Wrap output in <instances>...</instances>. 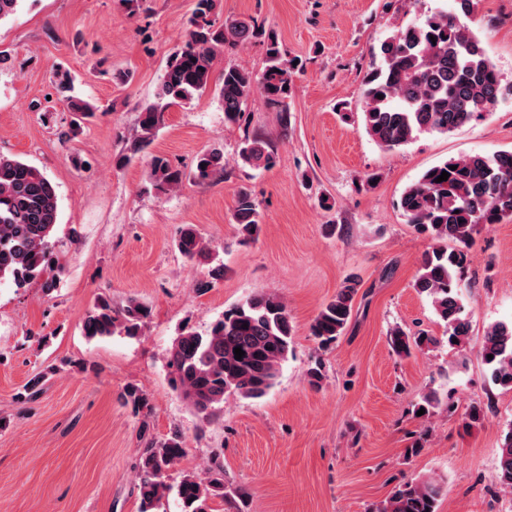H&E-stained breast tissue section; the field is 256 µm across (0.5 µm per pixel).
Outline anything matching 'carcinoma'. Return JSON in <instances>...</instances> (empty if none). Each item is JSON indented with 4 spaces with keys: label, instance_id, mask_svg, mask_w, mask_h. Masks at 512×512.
Returning <instances> with one entry per match:
<instances>
[{
    "label": "carcinoma",
    "instance_id": "1",
    "mask_svg": "<svg viewBox=\"0 0 512 512\" xmlns=\"http://www.w3.org/2000/svg\"><path fill=\"white\" fill-rule=\"evenodd\" d=\"M218 2L195 0L185 41L168 58L155 100L141 107L138 130L127 140L118 163L131 161L153 142L167 109L187 104L207 91L215 60L226 46L260 37L266 44V66L259 75L238 66L224 67L220 96L225 122L239 123L243 105L255 92L274 103L282 104L288 98L295 66L277 36L252 19L218 22ZM473 24V0H452L450 8L398 29L381 43L380 59L365 78L361 112L364 129L373 140L397 149L422 133H448L485 118L501 100L512 96V84L502 83ZM53 85L57 97L67 102L76 126L96 112L93 105L72 95L69 71L56 70ZM238 158L255 169H267L274 163L265 144L257 139H245ZM223 171L224 155L217 149L199 154L188 170L155 156L149 180L155 190L165 194L189 179L211 180ZM444 171L450 173L448 180L436 182ZM400 207L408 222L433 241L414 288L430 299L445 324L448 345L462 348L469 343L470 324L460 301L461 270L478 225L497 224L512 215V151L470 154L433 166L405 189ZM57 218L56 190L46 175L22 159L0 153L1 282L9 280L18 289L36 282L45 293L56 288L64 269L52 242ZM233 221L245 240L253 238L261 223L257 205L246 191L237 195ZM450 242L455 247H448ZM177 247L191 260L214 264L194 284L199 294L208 293L224 274V265L214 263L209 242L188 227ZM359 286L357 277L346 279L314 319L312 335L321 344L336 342L347 327ZM148 315L149 309L135 299L120 306L100 296L83 328L91 338H136L142 334ZM292 336L286 304L274 294L258 293L225 311L205 334L189 327L181 329L167 363L171 385L185 395L202 420L208 421L223 411L224 397L229 394L255 399L268 393L288 358ZM389 342L395 353L408 356L414 349L436 346L438 339L423 331L411 333L397 327ZM237 347L244 351L239 360L234 354ZM479 354L492 382L511 390L512 322L490 325ZM56 371L51 365L33 376L20 397L39 399L46 380ZM122 399L135 409L147 405L144 394L134 386L124 390ZM486 418L484 407L472 405L465 413V427L481 426ZM139 437L141 448L135 463L139 512H166L172 496L180 512H213V499L232 501L226 491L221 451L212 452L206 479L184 474L174 482L171 471L186 455L182 436L175 432L159 439L144 422ZM496 480L512 492V431L499 448ZM441 495V485L431 479L407 481L375 512H438Z\"/></svg>",
    "mask_w": 512,
    "mask_h": 512
}]
</instances>
